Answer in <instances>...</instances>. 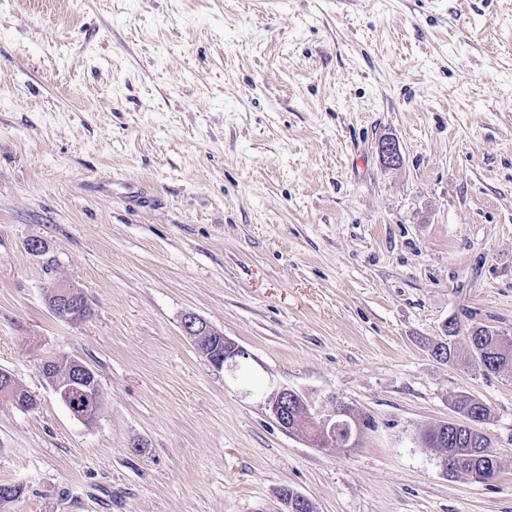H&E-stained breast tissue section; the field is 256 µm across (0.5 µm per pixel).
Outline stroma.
Here are the masks:
<instances>
[{"mask_svg": "<svg viewBox=\"0 0 512 512\" xmlns=\"http://www.w3.org/2000/svg\"><path fill=\"white\" fill-rule=\"evenodd\" d=\"M452 321L512 337V0H0V369L37 401L0 397V512H512V379L437 361ZM278 387L354 442L282 430ZM459 391L486 482L421 439ZM53 288L54 290L51 292L50 298L54 297L56 300L50 303L51 308L64 319H72L78 315L77 318L82 319L91 313L90 311L88 313H79L83 296L79 289L70 286H57ZM182 329L186 336H190L197 349L205 355L211 364L217 370L234 371L242 360H246L249 354L239 345L226 338L221 334L224 345L221 344V336H215L218 332L210 327L204 320L196 317L195 315H187L182 322ZM209 336H214V339H207ZM205 340L211 349L221 353L224 349L223 355H216L208 348L204 347ZM83 362V361H81ZM84 363V362H83ZM85 364V363H84ZM87 364H74L68 363L66 379L55 376L52 378L50 384L58 395L59 399L68 406V400L72 395L73 390H80V386L89 388L88 394L90 395V402L86 411L74 413L72 415L82 421L94 419L100 410L99 401V385L95 382L94 376L91 374ZM91 369V368H90ZM92 370V369H91ZM94 372V370H92ZM70 374V377L68 376ZM87 373H90L91 379L87 378ZM82 378L83 381H82ZM86 381L90 383L85 384ZM342 409L343 411L340 414L341 418L337 420L336 415H338V413L335 414L334 420L331 417L322 419L319 422L311 421L313 422L314 426L322 433L323 437L328 438L330 441H336L339 439L345 444H348L353 435V425L348 419H346L349 417L348 409ZM336 421L339 423L337 427ZM342 423H344L345 427L340 426Z\"/></svg>", "mask_w": 512, "mask_h": 512, "instance_id": "obj_1", "label": "stroma"}]
</instances>
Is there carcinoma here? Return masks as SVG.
Instances as JSON below:
<instances>
[{
    "label": "carcinoma",
    "mask_w": 512,
    "mask_h": 512,
    "mask_svg": "<svg viewBox=\"0 0 512 512\" xmlns=\"http://www.w3.org/2000/svg\"><path fill=\"white\" fill-rule=\"evenodd\" d=\"M455 332L432 346V355L441 362H451L457 351L454 338L460 335L461 327L453 323ZM468 352L474 366L485 374L512 378V341L504 334L488 326H475L467 330ZM450 405L455 418L423 430L424 443L437 449L441 458L452 462V473L465 474L478 482L491 480L499 471V459L491 451V439L485 435L481 440L470 438L466 423L475 419L487 422L491 417L488 405L478 404L467 392L451 395ZM348 409H343L337 419L336 438L349 443L353 435L352 423L348 420Z\"/></svg>",
    "instance_id": "obj_1"
}]
</instances>
